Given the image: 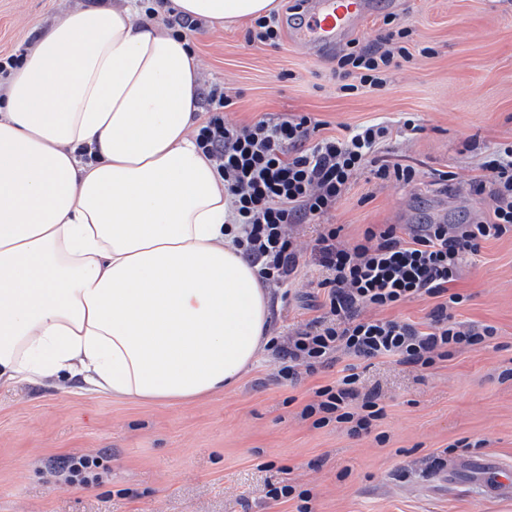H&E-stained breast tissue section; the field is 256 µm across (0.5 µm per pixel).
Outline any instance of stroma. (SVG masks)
Masks as SVG:
<instances>
[{"label":"stroma","instance_id":"35a3bbf8","mask_svg":"<svg viewBox=\"0 0 512 512\" xmlns=\"http://www.w3.org/2000/svg\"><path fill=\"white\" fill-rule=\"evenodd\" d=\"M82 0H0V55L36 38ZM412 64L392 70L380 91L348 94L331 60L282 37L279 47L249 43V23H202L191 34L203 84L233 99L225 118L239 125L265 115L307 114L325 134L357 125L419 128L377 155L414 166V184L393 186L363 173L326 218L353 241L372 224H464L484 216L486 197L466 179L495 147L512 142V0H400ZM454 173L438 182L436 171ZM315 266L300 269L290 294L270 291L271 333L314 316ZM465 300L457 320L495 327L468 348L416 371L375 361L365 385L378 389L383 417L370 435L313 428L302 407L331 367L291 384L264 349L231 389L189 403H134L67 393L53 382L0 392V512H296L271 487L310 491L313 512H512V495L487 491L488 459L512 471V238L483 242L454 285ZM99 463L89 483L73 482L63 459ZM443 457L435 466V457Z\"/></svg>","mask_w":512,"mask_h":512}]
</instances>
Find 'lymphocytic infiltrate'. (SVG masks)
<instances>
[{"instance_id": "lymphocytic-infiltrate-1", "label": "lymphocytic infiltrate", "mask_w": 512, "mask_h": 512, "mask_svg": "<svg viewBox=\"0 0 512 512\" xmlns=\"http://www.w3.org/2000/svg\"><path fill=\"white\" fill-rule=\"evenodd\" d=\"M408 29L380 35L375 44H350L337 55L335 75L349 91L381 90L387 72L410 60ZM205 116L196 143L215 164L232 209L228 233L257 269L262 284L277 288L296 277L302 256L318 266L323 292L320 313L276 344L278 375L295 383L350 357L334 383L318 387L301 412L321 428L347 425L351 435L370 434L383 416L376 389H364L359 366L391 358L427 369L457 349L479 347L493 338L492 326L455 321L463 303L451 286L482 242L512 233V144H503L468 179L475 195L488 196V216L469 224H374L361 239L342 240L340 229L324 218L350 188L356 175L371 169L375 178L396 186L415 182L410 165L379 162L376 152L392 135L389 126H357L344 136L311 141L322 123L308 115L263 117L248 125L227 122L230 98L218 84L202 92ZM319 230L309 251L296 242L295 228ZM434 302L424 326L382 317V310L418 299Z\"/></svg>"}]
</instances>
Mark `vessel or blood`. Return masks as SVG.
Returning a JSON list of instances; mask_svg holds the SVG:
<instances>
[{
	"label": "vessel or blood",
	"mask_w": 512,
	"mask_h": 512,
	"mask_svg": "<svg viewBox=\"0 0 512 512\" xmlns=\"http://www.w3.org/2000/svg\"><path fill=\"white\" fill-rule=\"evenodd\" d=\"M291 37L318 57L332 55L375 10L374 0H303Z\"/></svg>",
	"instance_id": "vessel-or-blood-1"
}]
</instances>
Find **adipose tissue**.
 I'll return each mask as SVG.
<instances>
[{
  "mask_svg": "<svg viewBox=\"0 0 512 512\" xmlns=\"http://www.w3.org/2000/svg\"><path fill=\"white\" fill-rule=\"evenodd\" d=\"M276 7L172 0L211 23ZM200 86L188 39L127 0L57 16L0 86V389L191 402L267 344L270 292L194 136Z\"/></svg>",
  "mask_w": 512,
  "mask_h": 512,
  "instance_id": "adipose-tissue-1",
  "label": "adipose tissue"
}]
</instances>
